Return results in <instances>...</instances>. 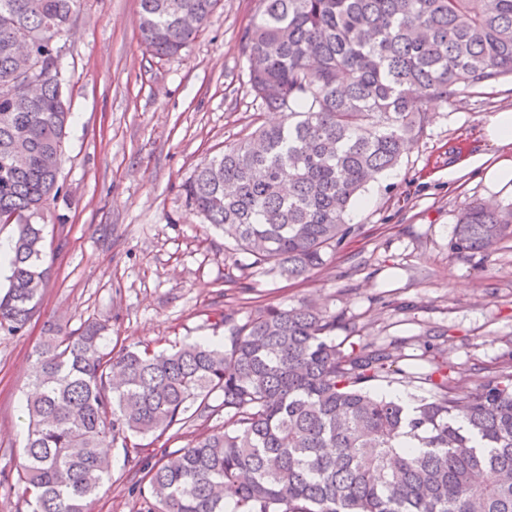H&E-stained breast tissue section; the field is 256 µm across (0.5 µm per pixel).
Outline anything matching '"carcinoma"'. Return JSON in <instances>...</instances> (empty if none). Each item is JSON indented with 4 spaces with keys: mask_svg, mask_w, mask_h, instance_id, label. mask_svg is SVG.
I'll return each mask as SVG.
<instances>
[{
    "mask_svg": "<svg viewBox=\"0 0 512 512\" xmlns=\"http://www.w3.org/2000/svg\"><path fill=\"white\" fill-rule=\"evenodd\" d=\"M83 0H0V224L13 226L0 332L18 334L47 288L42 225L70 112L64 78L31 90L25 53L55 65ZM220 0H140L146 50L180 54ZM250 89L281 113L184 184L186 202L250 260L308 277L358 228L366 186L397 166L431 111L512 78V0H258L241 36ZM512 240V204L456 214L454 254ZM224 342L105 349L107 327L45 329L35 347L17 483L29 512H88L109 448L158 441L224 412V425L142 467L146 512H512V372L471 389L436 360L410 407L369 387L402 373L392 345H350L334 314L267 304ZM218 393L222 402L209 403ZM419 440L410 448L404 438Z\"/></svg>",
    "mask_w": 512,
    "mask_h": 512,
    "instance_id": "obj_1",
    "label": "carcinoma"
}]
</instances>
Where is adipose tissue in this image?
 Wrapping results in <instances>:
<instances>
[{"label":"adipose tissue","mask_w":512,"mask_h":512,"mask_svg":"<svg viewBox=\"0 0 512 512\" xmlns=\"http://www.w3.org/2000/svg\"><path fill=\"white\" fill-rule=\"evenodd\" d=\"M483 133L487 142L497 148L496 157H474L449 166L448 177L453 180L475 170L491 192L512 191V111L491 114Z\"/></svg>","instance_id":"1"}]
</instances>
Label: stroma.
Returning a JSON list of instances; mask_svg holds the SVG:
<instances>
[{"label":"stroma","mask_w":512,"mask_h":512,"mask_svg":"<svg viewBox=\"0 0 512 512\" xmlns=\"http://www.w3.org/2000/svg\"><path fill=\"white\" fill-rule=\"evenodd\" d=\"M257 5L222 0L173 58L153 57L141 44L140 0H83L65 32V194L41 217L50 283L24 333L0 334V512L28 510L17 468L32 353L50 322L66 332L101 322L114 349L161 351L224 338V313L240 320L270 302L308 300L345 321L336 342L397 345L407 376L375 391L413 401L428 394L414 376L430 371L433 357L463 369L471 387L512 364V240L488 257L449 250L464 202L507 205L512 193H490L469 175L448 177L449 165L491 153L483 124L512 109L510 80L442 105L401 163L368 186L369 204L349 211L346 221L360 234L327 252L308 279L240 266L232 242L186 206L182 185L197 164L278 119L251 94L240 49ZM430 330L433 352L423 344ZM221 424L114 443L110 476L90 512H144L130 491L141 465Z\"/></svg>","instance_id":"1"}]
</instances>
